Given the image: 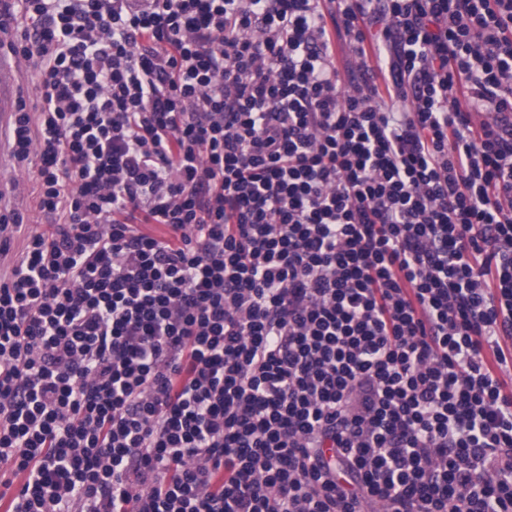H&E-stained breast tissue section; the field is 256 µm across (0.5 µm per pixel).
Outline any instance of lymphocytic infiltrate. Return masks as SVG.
<instances>
[{"label": "lymphocytic infiltrate", "mask_w": 512, "mask_h": 512, "mask_svg": "<svg viewBox=\"0 0 512 512\" xmlns=\"http://www.w3.org/2000/svg\"><path fill=\"white\" fill-rule=\"evenodd\" d=\"M6 19L7 512H512V0ZM18 79L16 84V101L23 96L27 103V109L36 112L40 108V102L35 95L34 86L36 83V70L31 63L18 61ZM9 172L15 176L19 184L16 189H9L6 185L7 203L4 209L23 213L31 224L24 226L22 231L15 233L10 241L8 253L2 257V272L7 271L11 262L22 252L27 234L34 228L39 231H50L52 219L39 212L37 207V192L35 183L29 179L28 174L14 172L13 161L10 155Z\"/></svg>", "instance_id": "obj_1"}]
</instances>
